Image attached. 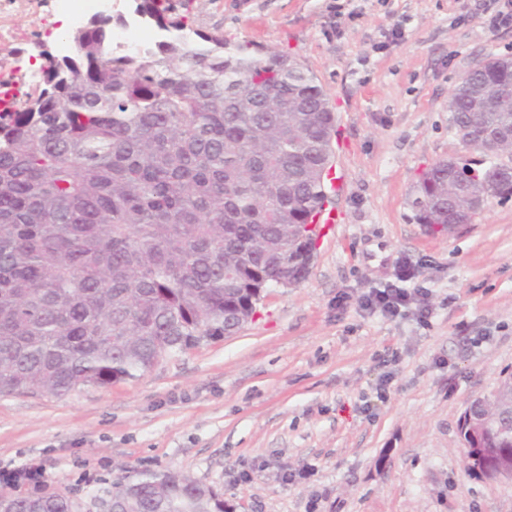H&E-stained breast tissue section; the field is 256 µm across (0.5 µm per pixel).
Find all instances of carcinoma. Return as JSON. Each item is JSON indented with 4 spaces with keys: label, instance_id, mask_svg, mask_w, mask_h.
<instances>
[{
    "label": "carcinoma",
    "instance_id": "carcinoma-1",
    "mask_svg": "<svg viewBox=\"0 0 512 512\" xmlns=\"http://www.w3.org/2000/svg\"><path fill=\"white\" fill-rule=\"evenodd\" d=\"M193 0H139L159 30L188 29ZM95 15L69 38L73 53L40 60V81L0 110V395L63 396L81 385L134 379L224 324L250 319L261 290L284 272L303 277L314 251L312 215L327 202L335 115L295 58L233 47L192 31L136 56L112 54ZM512 57L477 62L448 98L464 143L512 130ZM512 197V172L455 157L414 189L418 223L449 229L461 198ZM512 375L485 398L512 413ZM461 443L512 448V430ZM465 470L489 477L482 455ZM119 512H230L210 486L176 471L113 484ZM7 512H74L54 492L0 497Z\"/></svg>",
    "mask_w": 512,
    "mask_h": 512
}]
</instances>
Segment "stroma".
I'll use <instances>...</instances> for the list:
<instances>
[{"label": "stroma", "instance_id": "35a3bbf8", "mask_svg": "<svg viewBox=\"0 0 512 512\" xmlns=\"http://www.w3.org/2000/svg\"><path fill=\"white\" fill-rule=\"evenodd\" d=\"M0 40V76L57 47L50 0ZM507 0H193L192 28L294 57L336 116L328 206L309 274L264 289L252 320L141 376L57 397L0 395V468L98 512L122 476L180 470L232 512H512V480L462 463L467 403L512 375V198L432 233L409 199L459 144L448 97L490 54L512 55ZM401 285L390 317L363 309ZM432 315L420 323V307ZM295 474L287 482L286 474ZM407 300V292L403 288L389 286L370 292L364 299L362 306L366 310L377 307L392 316L399 314V309ZM44 473L40 467L32 466L17 469L12 472L0 471V481L15 482L26 481L32 485L33 490H37L43 483Z\"/></svg>", "mask_w": 512, "mask_h": 512}]
</instances>
